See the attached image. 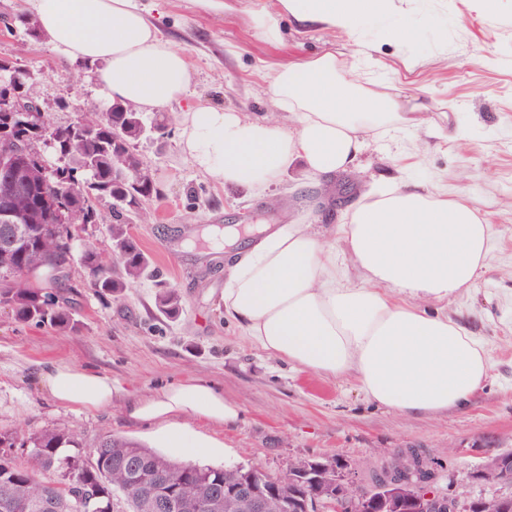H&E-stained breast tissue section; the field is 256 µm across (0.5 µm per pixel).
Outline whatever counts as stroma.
Here are the masks:
<instances>
[{"instance_id": "35a3bbf8", "label": "stroma", "mask_w": 512, "mask_h": 512, "mask_svg": "<svg viewBox=\"0 0 512 512\" xmlns=\"http://www.w3.org/2000/svg\"><path fill=\"white\" fill-rule=\"evenodd\" d=\"M144 2L159 4L161 34L185 50L191 78L182 99L144 115L164 117L166 134L134 144L160 190L130 224L155 275L116 301L85 287L83 268L73 267L80 291L72 331L20 325L0 311V431L55 425L90 448L109 430L179 459L182 450L166 448L155 425L130 422L119 409L53 404L38 364L71 361L140 396L200 375L239 405L240 416L221 428L190 420L194 433L223 444L220 452L197 456V463H242L278 475L302 458L338 455L378 466L412 448L436 470L440 489L495 495L496 487L472 481L471 474L487 457L512 452V0H409L407 13L364 17L370 51L363 57L344 33L299 34L290 24L282 44L264 42L250 18L256 0H228L221 16L198 0ZM19 6L20 0H0V59L27 73L50 125L69 124L79 108L107 109L95 65L31 38L27 30L35 21ZM403 27L412 33L406 52L388 37ZM328 46L357 64L360 84L418 98L428 107L425 119L457 128L458 138L424 143L411 129L373 133L358 168L329 180L295 170L257 196L198 170L181 143L182 112L209 105L251 117L271 114L266 69ZM404 178L467 195L495 231V249L475 290L448 301L449 316L486 341L493 362L489 381L462 410L405 416L369 401L349 379H322L268 358L224 324L223 255L192 244L201 227L212 224H338L347 211L336 203L342 189L355 201L374 183ZM162 283L183 298L176 318L155 306Z\"/></svg>"}]
</instances>
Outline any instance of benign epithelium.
<instances>
[{
	"label": "benign epithelium",
	"instance_id": "7a95c632",
	"mask_svg": "<svg viewBox=\"0 0 512 512\" xmlns=\"http://www.w3.org/2000/svg\"><path fill=\"white\" fill-rule=\"evenodd\" d=\"M6 112L29 118V126L40 131L46 124L45 113L35 101L22 94L0 101ZM28 154L27 145L19 143L9 130L0 128V172L14 170L17 160ZM33 204L27 199L24 182L9 181L8 191L0 195V233L11 245L28 237L25 225L33 223L27 211ZM336 467V460L313 458L301 468H293L279 476H268L267 486L245 482L232 492L236 501L250 512H265L269 501L278 503L279 512H392V505L406 498L414 503V512H480L486 499H464L436 487L438 473L426 464L414 465L412 460L385 469L366 468L361 464H343L338 478L324 483L321 474ZM472 478L480 483L508 488L510 492L495 496L500 502L512 501V453H503L483 461ZM175 474H164L157 490L170 498L167 507L182 508L176 494Z\"/></svg>",
	"mask_w": 512,
	"mask_h": 512
}]
</instances>
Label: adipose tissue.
<instances>
[{
    "instance_id": "1",
    "label": "adipose tissue",
    "mask_w": 512,
    "mask_h": 512,
    "mask_svg": "<svg viewBox=\"0 0 512 512\" xmlns=\"http://www.w3.org/2000/svg\"><path fill=\"white\" fill-rule=\"evenodd\" d=\"M405 0H273L251 13L257 34L278 45L281 18L303 29L342 32L362 45L366 16L404 13ZM41 36L73 61L100 63L98 82L114 101L152 112L190 84L183 50L165 40L139 0H21ZM267 93L287 122L232 109L183 112L184 149L221 184L261 194L293 166L328 179L351 169L368 132L416 127L443 137L416 108L359 84L335 51L286 62L265 75ZM344 244L359 272L350 283L336 263ZM496 245L492 225L466 195L408 182L371 188L344 223L320 232L281 224L229 252L224 319L266 356L319 377L353 378L372 402L406 416L469 405L488 381L483 339L448 315V301L472 291ZM52 401L72 410L117 407L153 422L170 447L193 457L216 451L184 426L238 419V406L203 376L149 396L132 395L111 376L71 362L40 364Z\"/></svg>"
}]
</instances>
